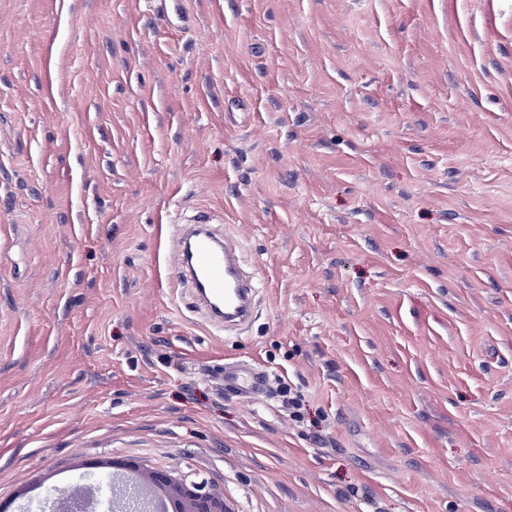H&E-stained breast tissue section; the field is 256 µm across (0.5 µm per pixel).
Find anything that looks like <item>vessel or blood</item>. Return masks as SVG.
I'll use <instances>...</instances> for the list:
<instances>
[{
    "label": "vessel or blood",
    "mask_w": 512,
    "mask_h": 512,
    "mask_svg": "<svg viewBox=\"0 0 512 512\" xmlns=\"http://www.w3.org/2000/svg\"><path fill=\"white\" fill-rule=\"evenodd\" d=\"M177 245L179 275L206 309L210 326L221 330L247 324L254 313V286L243 274L233 247L212 231L210 217L201 215L187 225ZM224 384L244 398L258 400L268 390V375L248 364L228 363Z\"/></svg>",
    "instance_id": "1"
}]
</instances>
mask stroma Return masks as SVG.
Listing matches in <instances>:
<instances>
[{
  "mask_svg": "<svg viewBox=\"0 0 512 512\" xmlns=\"http://www.w3.org/2000/svg\"><path fill=\"white\" fill-rule=\"evenodd\" d=\"M184 4L0 0V501L129 459L233 512H512V0ZM197 211L241 330L175 274ZM202 214L177 239L179 275L191 285L213 329L243 326L254 313L255 286L243 274L236 251L212 231L208 214ZM224 385L244 398L260 400L268 390V374L248 364L227 363L224 365Z\"/></svg>",
  "mask_w": 512,
  "mask_h": 512,
  "instance_id": "35a3bbf8",
  "label": "stroma"
}]
</instances>
